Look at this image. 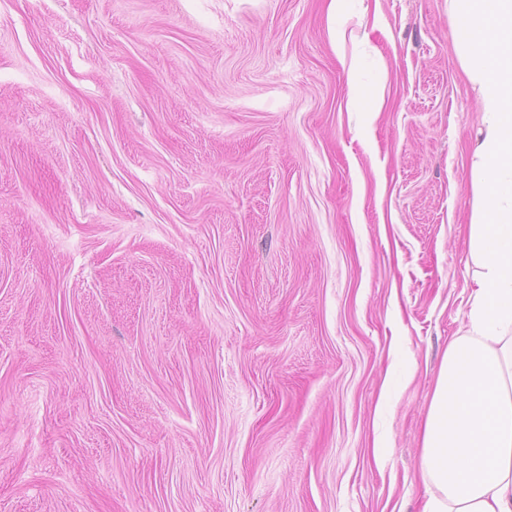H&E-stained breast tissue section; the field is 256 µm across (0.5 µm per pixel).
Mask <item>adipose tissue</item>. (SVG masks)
<instances>
[{"instance_id": "ef3b65f1", "label": "adipose tissue", "mask_w": 512, "mask_h": 512, "mask_svg": "<svg viewBox=\"0 0 512 512\" xmlns=\"http://www.w3.org/2000/svg\"><path fill=\"white\" fill-rule=\"evenodd\" d=\"M483 114L469 228L478 268L424 427L421 512H512V0H452Z\"/></svg>"}]
</instances>
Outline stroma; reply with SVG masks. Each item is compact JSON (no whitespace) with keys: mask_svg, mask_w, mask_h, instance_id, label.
I'll use <instances>...</instances> for the list:
<instances>
[{"mask_svg":"<svg viewBox=\"0 0 512 512\" xmlns=\"http://www.w3.org/2000/svg\"><path fill=\"white\" fill-rule=\"evenodd\" d=\"M460 26L0 0V512H420L477 272Z\"/></svg>","mask_w":512,"mask_h":512,"instance_id":"obj_1","label":"stroma"}]
</instances>
